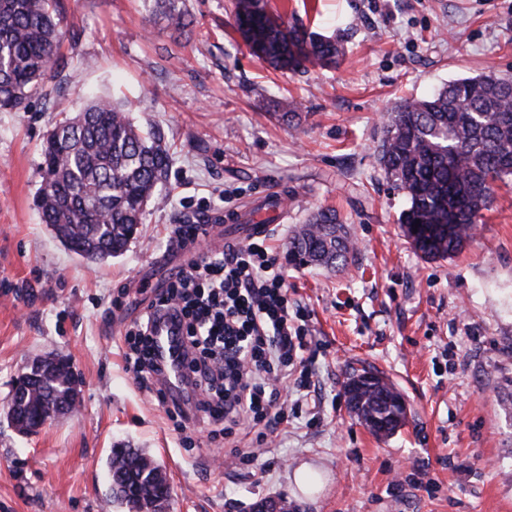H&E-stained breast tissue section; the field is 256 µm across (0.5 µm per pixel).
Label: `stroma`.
Wrapping results in <instances>:
<instances>
[{"mask_svg": "<svg viewBox=\"0 0 512 512\" xmlns=\"http://www.w3.org/2000/svg\"><path fill=\"white\" fill-rule=\"evenodd\" d=\"M234 2L178 0L190 22L179 31L156 0H63L54 77L26 110L0 112V512H122L107 468L118 444L166 472V512H246L268 496L299 512H512V185L496 188L460 253L426 260L376 158L382 117L401 98L461 77L512 78V0H268L289 24L343 35L335 66L298 74L249 53ZM89 94L127 100L174 156L167 205L149 207L127 251L98 264L68 251L36 207L44 136ZM284 97L298 102V128L269 114ZM273 190L285 206L269 243L304 313L313 387L262 453H243L258 427L218 447L199 416L189 448L128 369L124 334L183 262L176 225ZM321 207L355 240L335 271L288 261L291 230ZM49 353L69 359L81 405L24 437L1 411L16 376ZM362 367L406 400L391 437L347 407L344 384ZM415 465L431 490L409 482Z\"/></svg>", "mask_w": 512, "mask_h": 512, "instance_id": "obj_1", "label": "stroma"}]
</instances>
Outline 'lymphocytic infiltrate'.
Returning <instances> with one entry per match:
<instances>
[{
    "label": "lymphocytic infiltrate",
    "mask_w": 512,
    "mask_h": 512,
    "mask_svg": "<svg viewBox=\"0 0 512 512\" xmlns=\"http://www.w3.org/2000/svg\"><path fill=\"white\" fill-rule=\"evenodd\" d=\"M165 314L184 331L188 410L157 386L162 368L151 332ZM300 317L277 251L258 236L188 261L127 330L125 360L180 420L194 412L212 422L211 439L231 438L244 420L272 431L287 421L292 396L311 386L307 373L289 376L308 345Z\"/></svg>",
    "instance_id": "f902f5d3"
}]
</instances>
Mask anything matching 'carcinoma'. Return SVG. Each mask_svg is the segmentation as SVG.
<instances>
[{"mask_svg": "<svg viewBox=\"0 0 512 512\" xmlns=\"http://www.w3.org/2000/svg\"><path fill=\"white\" fill-rule=\"evenodd\" d=\"M168 4L171 26H188L185 12ZM61 0H0V112L26 108L30 92L51 67L63 32ZM236 30L250 52L269 66L296 73L330 67L339 40L290 25L266 0H235ZM512 79L494 74L457 78L427 98L402 100L385 116L377 160L406 207L399 223L426 260L450 257L474 237L495 186L512 182ZM274 114L299 125L295 103ZM172 154L160 129L138 125L125 105L90 100L77 115L47 131L36 204L41 222L74 254L90 261L121 254L134 239L146 208L165 198ZM350 235L331 209H318L294 228L288 261L328 269L348 264ZM36 395L14 398L24 426L75 395L60 382ZM350 410L374 434L393 435L405 424L402 394L379 372L353 370L345 385ZM113 502L124 512H165L169 491L160 467L137 448H112Z\"/></svg>", "mask_w": 512, "mask_h": 512, "instance_id": "cac0c4a2", "label": "carcinoma"}]
</instances>
